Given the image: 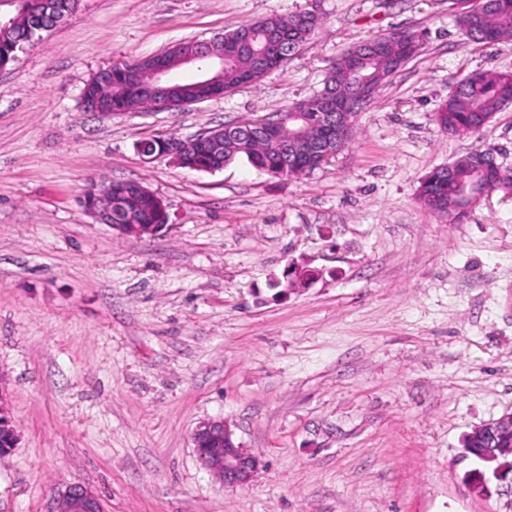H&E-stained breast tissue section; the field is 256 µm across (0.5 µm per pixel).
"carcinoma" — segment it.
I'll return each instance as SVG.
<instances>
[{
  "mask_svg": "<svg viewBox=\"0 0 512 512\" xmlns=\"http://www.w3.org/2000/svg\"><path fill=\"white\" fill-rule=\"evenodd\" d=\"M77 0H0V68L16 59L25 44L36 34L46 32L68 17L76 8ZM321 22L316 12L307 18H288L271 15L260 21L245 23L237 30L253 32L251 48H238L231 38L216 39L212 43L215 52L224 53V85L235 87L243 76L249 75L257 82L267 73L263 51L265 33L279 31L288 38V47L297 49L305 45ZM461 34L478 44L495 45L512 41V0H493L470 9L457 17ZM364 55L358 66H353L349 53L336 58L326 76L323 89L312 97L297 102L282 113L283 125L279 140L290 137V131L302 127L308 134L318 128V117L325 90L331 88L340 98L349 101L348 115L338 120L336 128L337 148H342L354 136L357 117L363 111L356 94L362 84L375 89L395 71L410 61L419 51L420 43L414 37L406 39L399 33L375 37L361 43ZM149 88V74L145 59L122 60L112 65V83L101 85L96 79L89 80L85 95L100 102L103 111L114 114L139 109L140 98ZM512 98V74L481 72L460 80L440 106L442 123L453 133H474L482 127V118H489ZM305 113L306 120L294 121L292 113ZM489 153L470 152L456 160L454 173L436 168L427 175L429 200L424 206L433 209L432 201L446 198L457 202L460 183L472 178V165L478 157ZM244 157L257 168L286 166L278 154V143L243 136L235 140H216L209 145L192 147L180 158L184 168L230 163ZM156 213V202L149 195L140 193H115L112 195V223L139 224L150 214Z\"/></svg>",
  "mask_w": 512,
  "mask_h": 512,
  "instance_id": "1",
  "label": "carcinoma"
}]
</instances>
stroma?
I'll list each match as a JSON object with an SVG mask.
<instances>
[{
    "instance_id": "obj_1",
    "label": "stroma",
    "mask_w": 512,
    "mask_h": 512,
    "mask_svg": "<svg viewBox=\"0 0 512 512\" xmlns=\"http://www.w3.org/2000/svg\"><path fill=\"white\" fill-rule=\"evenodd\" d=\"M463 0H81L0 69V397L17 428L0 512H53L83 485L107 512H512V484L463 437L512 414V195L459 222L418 199L435 168L480 147L512 168V105L477 134L435 114L462 78L512 73V45L467 42ZM314 11L309 42L261 81L173 111L107 119L81 94L114 61ZM407 30L422 48L378 89L320 167L215 172L135 145L282 112L331 63ZM133 180L161 232L121 235L80 199ZM320 270L272 287L290 264ZM224 420L260 461L227 488L196 426Z\"/></svg>"
}]
</instances>
